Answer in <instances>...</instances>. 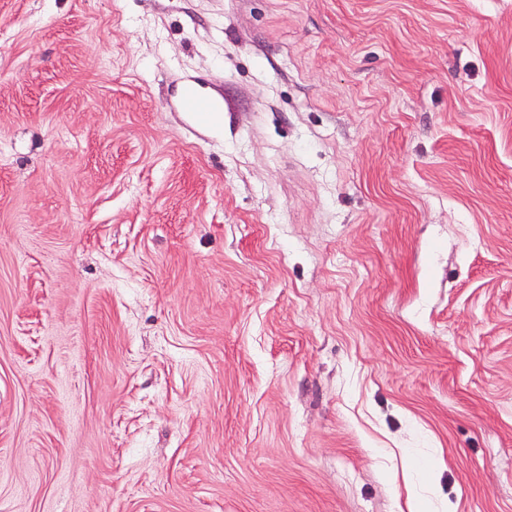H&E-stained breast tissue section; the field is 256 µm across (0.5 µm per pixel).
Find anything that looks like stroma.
I'll return each instance as SVG.
<instances>
[{"label":"stroma","mask_w":512,"mask_h":512,"mask_svg":"<svg viewBox=\"0 0 512 512\" xmlns=\"http://www.w3.org/2000/svg\"><path fill=\"white\" fill-rule=\"evenodd\" d=\"M413 506L512 512V0H0V512ZM182 108L195 119L197 124L202 126L209 125L214 121V112H217V122L221 113V108L216 101L200 96L192 90L184 95Z\"/></svg>","instance_id":"35a3bbf8"}]
</instances>
